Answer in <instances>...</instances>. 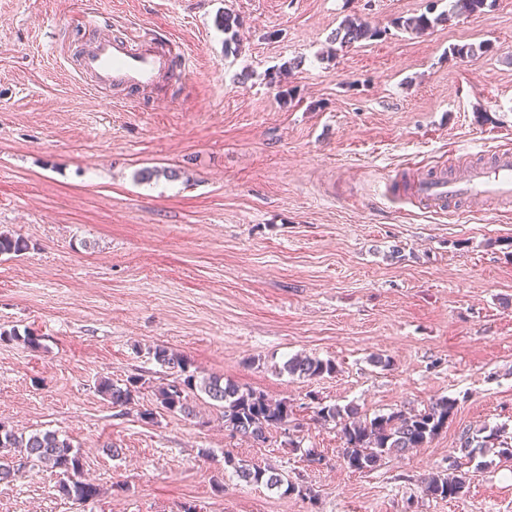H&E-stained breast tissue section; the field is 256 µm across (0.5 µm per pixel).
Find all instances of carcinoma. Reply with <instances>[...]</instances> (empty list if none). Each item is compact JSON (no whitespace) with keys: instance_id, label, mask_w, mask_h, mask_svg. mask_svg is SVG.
I'll use <instances>...</instances> for the list:
<instances>
[{"instance_id":"cac0c4a2","label":"carcinoma","mask_w":512,"mask_h":512,"mask_svg":"<svg viewBox=\"0 0 512 512\" xmlns=\"http://www.w3.org/2000/svg\"><path fill=\"white\" fill-rule=\"evenodd\" d=\"M486 2L487 0H450L449 7L459 15L474 14L481 11ZM439 20V16L432 19L422 13L400 18L396 21V26L424 33ZM381 35V30L370 26L364 20L347 18L336 28L330 41L343 47ZM27 249V242L23 238L0 233V255L18 254ZM154 358L163 366L180 369V378L157 388L155 392L156 402L162 408L189 416L192 413L189 393L198 390L219 408L225 427L234 435L263 441L268 430L288 425L292 410L287 403L272 401L260 392L244 389L215 376L198 381L190 373L188 363L165 348L155 349ZM283 370L293 376L315 379L332 374L335 364L330 360L296 356L284 363ZM138 383L139 379L131 378L120 386L109 379H103L98 383V391L113 406L125 407L134 400ZM455 409L456 400L443 397L418 413L407 415L397 411L369 421L360 419L353 406H324L319 414L326 421L340 420L341 434L346 444L343 448L344 462L354 471L365 472L378 467L385 456L419 448L429 442L448 425ZM495 446L499 447L498 455L512 459V445L500 440L497 429L490 430L488 435L481 438L467 436L461 444L468 457L482 448ZM224 463L232 467L234 474L245 482L263 483L270 489L282 488L286 493L296 491L295 484L275 469L237 462L228 454L224 456ZM81 466V455L69 438L55 431L36 432L25 436L0 424L1 482H12L35 467L65 475L71 471H79ZM467 481L468 472L455 463L449 467L447 475H434L426 481L424 489L434 497L453 499L463 492ZM58 492L68 499L87 501L98 496L99 488L89 482L76 481L70 484L63 480L58 484Z\"/></svg>"}]
</instances>
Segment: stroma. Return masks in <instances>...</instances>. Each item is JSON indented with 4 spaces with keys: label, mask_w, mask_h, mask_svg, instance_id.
I'll return each instance as SVG.
<instances>
[{
    "label": "stroma",
    "mask_w": 512,
    "mask_h": 512,
    "mask_svg": "<svg viewBox=\"0 0 512 512\" xmlns=\"http://www.w3.org/2000/svg\"><path fill=\"white\" fill-rule=\"evenodd\" d=\"M427 12L426 33L395 26ZM88 14L172 36L185 72L132 101L95 90L76 73ZM349 15L381 37L330 43ZM508 141L512 0L468 16L448 0H0V233L28 244L0 255V424L68 436L100 488L77 502L31 470L0 483V512H512V460L460 449L483 428L512 440V215L435 213L404 189L416 163ZM158 347L286 402L287 428L231 434L200 392L192 416L158 408L176 377ZM296 355L336 371L289 375ZM133 377L131 405L98 391ZM442 397L447 427L370 472L319 415ZM228 455L303 494L238 480ZM456 460L464 492L427 494Z\"/></svg>",
    "instance_id": "1"
}]
</instances>
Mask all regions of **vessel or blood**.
I'll use <instances>...</instances> for the list:
<instances>
[{
  "label": "vessel or blood",
  "instance_id": "1",
  "mask_svg": "<svg viewBox=\"0 0 512 512\" xmlns=\"http://www.w3.org/2000/svg\"><path fill=\"white\" fill-rule=\"evenodd\" d=\"M183 60L178 43L167 35L159 33L141 39L119 33L94 41L80 60L78 74L102 88H123L145 95L179 72ZM407 190L429 210H476L489 201L511 208L512 147H499L487 159L454 172L417 170Z\"/></svg>",
  "mask_w": 512,
  "mask_h": 512
}]
</instances>
